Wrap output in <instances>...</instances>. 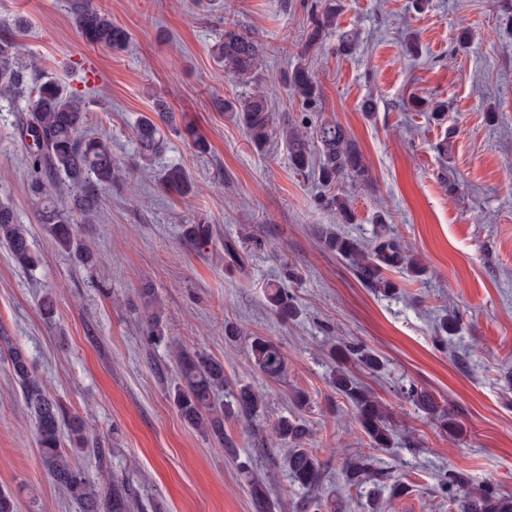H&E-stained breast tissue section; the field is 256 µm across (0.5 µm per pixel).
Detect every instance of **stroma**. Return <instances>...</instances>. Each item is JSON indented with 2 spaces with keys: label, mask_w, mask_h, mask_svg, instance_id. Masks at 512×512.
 Returning <instances> with one entry per match:
<instances>
[{
  "label": "stroma",
  "mask_w": 512,
  "mask_h": 512,
  "mask_svg": "<svg viewBox=\"0 0 512 512\" xmlns=\"http://www.w3.org/2000/svg\"><path fill=\"white\" fill-rule=\"evenodd\" d=\"M78 0H0V37H11L42 71L90 100L85 130L107 138L124 174L101 197L79 239L93 252L83 264L58 247L37 219L35 177L21 128L25 100L0 99V199L10 201L37 258L33 270L0 247V331L23 348L35 374L67 414L88 426L91 446L77 457L96 482L118 476L148 504L146 512H255L250 480H263L273 512H298L301 500H343L344 512H458L445 477L462 473L470 490L512 495V0H342L322 46L306 48L313 0H94L130 34L123 52L82 39ZM263 48L276 125L332 120L360 147L372 183H337L352 223L340 226L311 174L292 170L288 147L273 137L254 149L242 128L213 104L233 94L210 53L225 16ZM351 33L350 51L338 48ZM415 36L416 55L402 43ZM303 62L322 96L302 105L283 83ZM442 101L434 117L414 99ZM174 112L165 161L180 164L188 194L164 190L159 168L135 157L133 126L156 100ZM208 144L198 153L193 138ZM205 221L212 239L198 245L187 225ZM364 243L387 231L426 270L374 292L349 261L327 250L335 228ZM286 288L298 315L270 309L269 285ZM152 287L159 336H149L139 298ZM52 294L54 316L39 302ZM445 314L461 329L440 341ZM277 343L286 370L276 380L250 367L253 337ZM355 344L376 353L372 371L351 375L392 413L391 448L372 447L354 410L334 387L332 350ZM224 364L228 391L248 385L265 405L252 424L224 422V440L189 426L171 394L178 349ZM430 393L456 428L445 433L403 392ZM303 424L304 445L322 461L312 491L294 485L288 445L274 428ZM367 455L376 473L344 482L345 458ZM410 487L390 499L394 481ZM0 488L20 512H77L45 473L25 403L0 354Z\"/></svg>",
  "instance_id": "obj_1"
}]
</instances>
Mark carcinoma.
<instances>
[{
    "label": "carcinoma",
    "instance_id": "1",
    "mask_svg": "<svg viewBox=\"0 0 512 512\" xmlns=\"http://www.w3.org/2000/svg\"><path fill=\"white\" fill-rule=\"evenodd\" d=\"M339 0H319L309 15L306 49L319 46L327 32L335 28L339 14ZM76 25L90 45L109 47L114 51L126 48L128 32L113 24L97 8L93 0H84L76 13ZM213 59L224 66L240 88L229 99L217 98L215 107L231 114L246 130L250 142L258 149L268 145L273 131V116L269 111L268 94L261 79L262 49L258 40L242 32L235 22H224V35L212 46ZM38 60L21 52L20 46L9 38H0V96L27 98L26 135L32 138L28 164L38 178L33 189L40 203L38 219L49 225L54 242L73 251L84 263L93 262V256L82 249L74 234V225L95 221L102 191L121 182L123 174L112 159V151L103 140L84 133L88 100L77 93H66L54 80L29 85L28 73L37 70ZM294 96L306 105L321 97V86L310 69L297 62L284 77ZM156 118L146 116L133 130L139 158L150 164L166 144L165 129L170 127L166 105L157 101ZM279 135L288 145L289 160L298 172L313 171L327 189L336 188L342 179L353 186H366L370 170L362 152L346 130L337 122L324 120L313 126H286ZM162 187L178 194L190 191L185 171L181 166H169L162 178ZM67 198L61 205L58 199ZM326 205L336 211L339 224L352 221L349 199L332 194ZM326 248L350 261L358 278L368 287L387 294L394 288L383 269L402 267L415 277L423 270L411 251L394 238H381L371 249L358 240L330 231L325 234ZM0 244L13 261L32 269L37 261L33 255L27 231L19 223L13 206L0 201ZM267 300L282 320L295 315V306L288 291L280 287L267 289ZM12 377L18 384L32 419L36 443L42 465L57 489L75 502L79 512H134L139 501L130 484L112 477L111 487L103 491L92 483L75 461V455L89 446V435L84 421L69 416L63 407L42 385L34 374L25 351L3 338ZM253 365L266 377L276 380L285 371V356L281 347L271 340L256 337L250 344ZM355 360L367 368L379 364L371 352L359 349L338 350L334 384L349 401L355 417L375 448H389L394 442V428L390 412L382 402L351 379L344 362ZM181 383L173 393V403L181 417L191 426L206 432L219 443H224V418L232 417L249 424L264 406V396L249 386L233 393V400L215 401L224 391V363L203 352L181 350L176 356ZM405 398L421 411L437 415L443 428L453 426L448 414L438 411L433 398L411 386ZM275 431L281 440L293 445L288 450L285 464L291 481L306 489L315 487L322 478L323 465L309 449L301 447L307 429L301 423L284 419ZM343 474L346 484L360 486L374 475L373 460L358 455L345 460ZM448 489L461 493L459 512H512V496L501 495L487 487L477 493L466 488L467 480L460 474H448ZM251 495L258 512H271L266 488L256 480L251 483Z\"/></svg>",
    "mask_w": 512,
    "mask_h": 512
}]
</instances>
